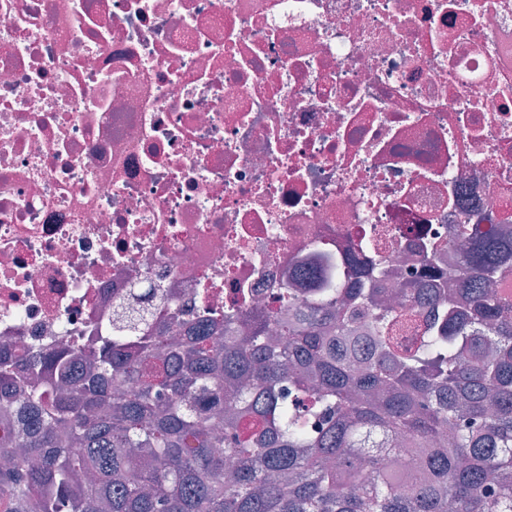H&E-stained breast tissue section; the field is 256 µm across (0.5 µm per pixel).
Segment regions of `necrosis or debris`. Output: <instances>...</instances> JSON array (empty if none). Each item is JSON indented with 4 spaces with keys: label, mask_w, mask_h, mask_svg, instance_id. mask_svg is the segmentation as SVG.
<instances>
[{
    "label": "necrosis or debris",
    "mask_w": 512,
    "mask_h": 512,
    "mask_svg": "<svg viewBox=\"0 0 512 512\" xmlns=\"http://www.w3.org/2000/svg\"><path fill=\"white\" fill-rule=\"evenodd\" d=\"M512 199V0H0V344L456 273Z\"/></svg>",
    "instance_id": "4bbe7bcc"
}]
</instances>
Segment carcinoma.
Returning <instances> with one entry per match:
<instances>
[{
	"instance_id": "carcinoma-1",
	"label": "carcinoma",
	"mask_w": 512,
	"mask_h": 512,
	"mask_svg": "<svg viewBox=\"0 0 512 512\" xmlns=\"http://www.w3.org/2000/svg\"><path fill=\"white\" fill-rule=\"evenodd\" d=\"M385 297L358 254L288 316L140 318L78 357L0 356L5 512H512V236ZM417 328L410 349L397 332ZM417 460L412 476L386 464Z\"/></svg>"
}]
</instances>
